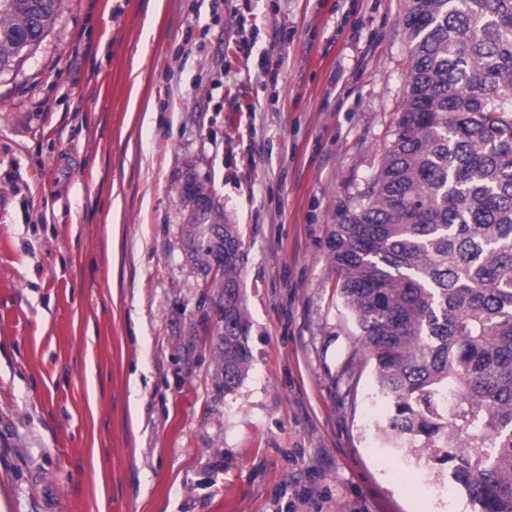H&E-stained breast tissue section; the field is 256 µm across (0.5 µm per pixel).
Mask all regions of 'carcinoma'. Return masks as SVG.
Instances as JSON below:
<instances>
[{"label":"carcinoma","instance_id":"obj_1","mask_svg":"<svg viewBox=\"0 0 512 512\" xmlns=\"http://www.w3.org/2000/svg\"><path fill=\"white\" fill-rule=\"evenodd\" d=\"M63 0H0V74L48 35ZM405 93L378 169L336 214L329 258L391 406L386 437L448 464L478 512H512V0H403ZM188 257L224 262L217 386L250 362L242 239L202 183Z\"/></svg>","mask_w":512,"mask_h":512}]
</instances>
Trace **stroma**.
I'll return each instance as SVG.
<instances>
[{
    "mask_svg": "<svg viewBox=\"0 0 512 512\" xmlns=\"http://www.w3.org/2000/svg\"><path fill=\"white\" fill-rule=\"evenodd\" d=\"M401 18L64 0L0 74V512H475L426 491L447 466L388 447L328 259L391 139ZM192 178L242 233L251 359L226 395L219 295L183 245Z\"/></svg>",
    "mask_w": 512,
    "mask_h": 512,
    "instance_id": "obj_1",
    "label": "stroma"
}]
</instances>
